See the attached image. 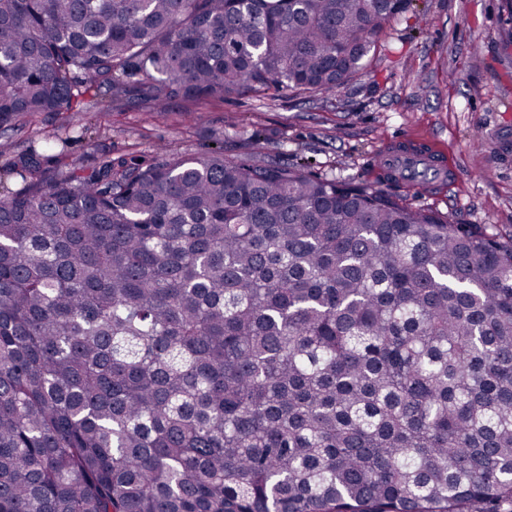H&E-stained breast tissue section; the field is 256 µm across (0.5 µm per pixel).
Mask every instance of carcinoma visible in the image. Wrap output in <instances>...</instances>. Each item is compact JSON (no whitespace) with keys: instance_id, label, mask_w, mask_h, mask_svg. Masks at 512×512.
Wrapping results in <instances>:
<instances>
[{"instance_id":"carcinoma-1","label":"carcinoma","mask_w":512,"mask_h":512,"mask_svg":"<svg viewBox=\"0 0 512 512\" xmlns=\"http://www.w3.org/2000/svg\"><path fill=\"white\" fill-rule=\"evenodd\" d=\"M409 0H0V121L332 91ZM0 197V512H512V230L159 153Z\"/></svg>"}]
</instances>
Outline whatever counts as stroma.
Here are the masks:
<instances>
[{
    "mask_svg": "<svg viewBox=\"0 0 512 512\" xmlns=\"http://www.w3.org/2000/svg\"><path fill=\"white\" fill-rule=\"evenodd\" d=\"M134 97L96 115L45 112L0 124V196L23 186L14 165L66 155L104 158L158 149L308 164L312 174L357 180L455 224L512 228V17L503 0H412L385 24L359 74L332 92H254L162 115ZM399 138L431 146L457 177L421 194L380 175L374 160Z\"/></svg>",
    "mask_w": 512,
    "mask_h": 512,
    "instance_id": "35a3bbf8",
    "label": "stroma"
}]
</instances>
